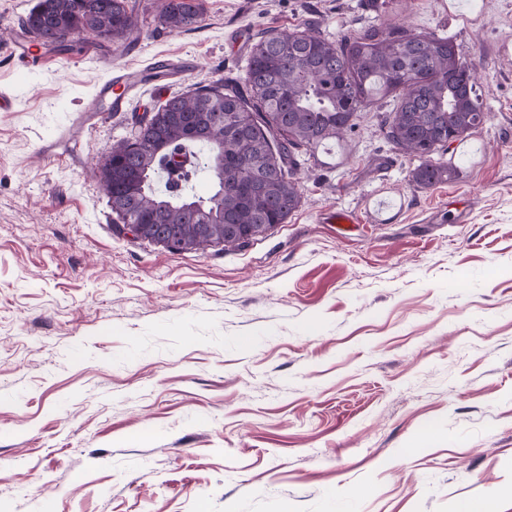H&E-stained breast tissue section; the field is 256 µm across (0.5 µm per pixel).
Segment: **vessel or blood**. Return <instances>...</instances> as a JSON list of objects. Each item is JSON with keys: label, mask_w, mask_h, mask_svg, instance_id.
<instances>
[{"label": "vessel or blood", "mask_w": 512, "mask_h": 512, "mask_svg": "<svg viewBox=\"0 0 512 512\" xmlns=\"http://www.w3.org/2000/svg\"><path fill=\"white\" fill-rule=\"evenodd\" d=\"M193 69L192 60L176 56L152 63L149 67L142 69L134 78L130 77L125 68H113L109 79L97 86L90 103L84 107L81 113L72 118L70 127L74 130L84 127L86 119H89L91 114L100 112L104 107L115 115L126 112L130 107L132 94L136 87L162 85L169 80L176 81L187 76Z\"/></svg>", "instance_id": "vessel-or-blood-1"}]
</instances>
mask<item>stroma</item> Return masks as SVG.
Masks as SVG:
<instances>
[{
  "label": "stroma",
  "instance_id": "stroma-1",
  "mask_svg": "<svg viewBox=\"0 0 512 512\" xmlns=\"http://www.w3.org/2000/svg\"><path fill=\"white\" fill-rule=\"evenodd\" d=\"M198 2L173 31L162 0H134L123 53L45 46L27 69L11 46L35 0H0V512H512V0ZM384 22L448 36L480 76L487 119L442 155L455 179L413 181L381 132L388 98L243 247L175 255L124 229L97 162L134 115L239 77L238 31ZM171 55L188 78L68 136L111 65Z\"/></svg>",
  "mask_w": 512,
  "mask_h": 512
}]
</instances>
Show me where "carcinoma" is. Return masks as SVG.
<instances>
[{
  "instance_id": "cac0c4a2",
  "label": "carcinoma",
  "mask_w": 512,
  "mask_h": 512,
  "mask_svg": "<svg viewBox=\"0 0 512 512\" xmlns=\"http://www.w3.org/2000/svg\"><path fill=\"white\" fill-rule=\"evenodd\" d=\"M199 18L194 0H164V25L188 29ZM21 26L62 54L83 51L86 33L128 45L141 33L129 0H36ZM379 95L397 99L381 129L394 149L420 160L413 180L451 181L455 168L435 155L487 117L475 70L453 41L399 24L336 40L312 26L267 31L253 43L243 77L170 97L158 111L180 112L181 120L155 117L152 134L132 132L97 172L122 223L152 225L147 241L179 253L243 247L299 207L301 158L344 138ZM198 169L214 185L206 198L185 192Z\"/></svg>"
}]
</instances>
